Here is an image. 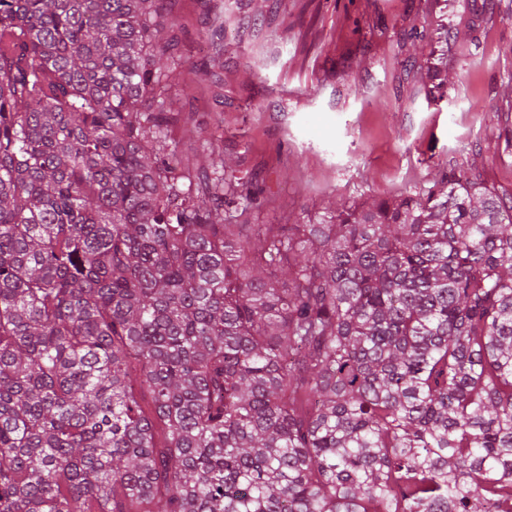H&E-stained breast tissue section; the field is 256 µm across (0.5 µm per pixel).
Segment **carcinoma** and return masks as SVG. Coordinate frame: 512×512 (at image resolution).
<instances>
[{
	"mask_svg": "<svg viewBox=\"0 0 512 512\" xmlns=\"http://www.w3.org/2000/svg\"><path fill=\"white\" fill-rule=\"evenodd\" d=\"M171 2L0 0V512H512V199L244 223Z\"/></svg>",
	"mask_w": 512,
	"mask_h": 512,
	"instance_id": "1",
	"label": "carcinoma"
}]
</instances>
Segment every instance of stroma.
Returning a JSON list of instances; mask_svg holds the SVG:
<instances>
[{"label":"stroma","mask_w":512,"mask_h":512,"mask_svg":"<svg viewBox=\"0 0 512 512\" xmlns=\"http://www.w3.org/2000/svg\"><path fill=\"white\" fill-rule=\"evenodd\" d=\"M173 144L259 183L253 224H315L453 168L512 196V0H176ZM223 29L221 44L200 38ZM441 64L440 96L424 78Z\"/></svg>","instance_id":"stroma-1"}]
</instances>
